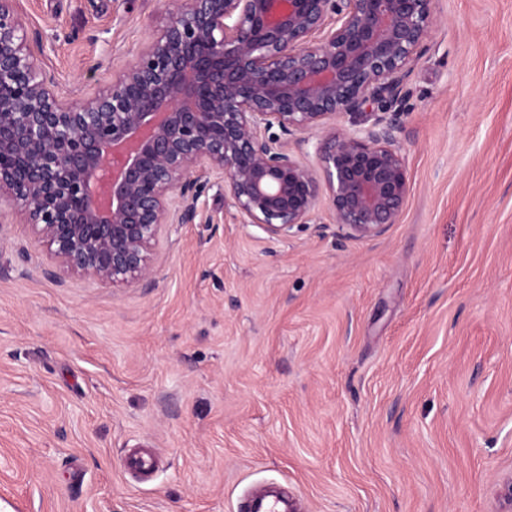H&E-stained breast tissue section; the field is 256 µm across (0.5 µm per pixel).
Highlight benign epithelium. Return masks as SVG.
Instances as JSON below:
<instances>
[{
	"label": "benign epithelium",
	"instance_id": "benign-epithelium-1",
	"mask_svg": "<svg viewBox=\"0 0 512 512\" xmlns=\"http://www.w3.org/2000/svg\"><path fill=\"white\" fill-rule=\"evenodd\" d=\"M14 2L0 0V192L63 269L150 280L162 228L195 223L213 186L276 239L313 223L324 192L351 237L400 222L399 117L433 0H165L135 63L78 105L35 68ZM344 116L355 128L329 127ZM319 129L320 176L289 151ZM499 501L512 512V475Z\"/></svg>",
	"mask_w": 512,
	"mask_h": 512
}]
</instances>
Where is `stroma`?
<instances>
[{
    "mask_svg": "<svg viewBox=\"0 0 512 512\" xmlns=\"http://www.w3.org/2000/svg\"><path fill=\"white\" fill-rule=\"evenodd\" d=\"M163 0H17L32 59L93 97ZM398 135L399 223L321 196L274 240L215 189L152 281L63 274L0 198V512H493L512 474V0H434ZM136 448L158 457L129 477ZM247 512H292L294 500L273 488H263L249 494Z\"/></svg>",
    "mask_w": 512,
    "mask_h": 512,
    "instance_id": "35a3bbf8",
    "label": "stroma"
}]
</instances>
